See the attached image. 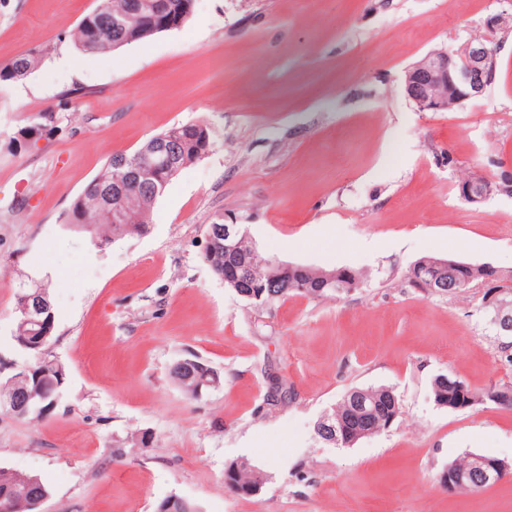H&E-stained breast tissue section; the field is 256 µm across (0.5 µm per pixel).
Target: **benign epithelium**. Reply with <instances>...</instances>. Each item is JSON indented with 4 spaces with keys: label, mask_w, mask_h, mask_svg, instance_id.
<instances>
[{
    "label": "benign epithelium",
    "mask_w": 512,
    "mask_h": 512,
    "mask_svg": "<svg viewBox=\"0 0 512 512\" xmlns=\"http://www.w3.org/2000/svg\"><path fill=\"white\" fill-rule=\"evenodd\" d=\"M512 27V13H495L489 15L484 22L485 32L479 37L467 39L453 49L435 50L419 61L413 63L404 72V92L406 97L421 112H446L467 101L477 99L485 94L493 83L497 66L496 35ZM119 177L114 184V193L119 196L131 188L142 189L149 186L144 174L145 163L142 159H121L117 162ZM496 189V185L483 177H470L458 184V192L462 199L478 204L485 201ZM226 241L224 251L228 253L245 254L250 261H255L258 254L251 237L241 234L237 225L216 227L206 235L204 247L211 248ZM459 267L464 276L460 283L470 288L486 289L484 306L491 316V323L500 334L512 333V309L503 299L504 291L488 290L492 273L496 268L490 264H474L457 262L455 260L423 259L414 262L410 267V275L428 295L456 293L447 286L446 270ZM22 310L27 315L25 321L37 322L42 326V332L37 336L28 333L15 337L24 349L41 353L48 343L52 313L49 304L32 295L23 296ZM14 380L33 381V387L24 394L7 402L10 412L18 417L26 416L32 409L37 408L43 414H50L56 407L57 400L46 402L47 394L44 382L51 381L53 389L61 391L65 380L64 375L50 378L49 373H34L27 365L13 367ZM458 397L442 400L437 405L448 406L456 411L463 402L471 405L476 403L508 406L512 404V395L494 389H487L483 394L474 396L458 383H453ZM318 430L330 442L353 445L364 437L375 434L373 429L350 431L343 421H333L325 416L319 423ZM471 463L466 468L454 464L446 466L439 474V486L444 491L456 493L474 489H482L501 481L512 471V464L499 458H485L481 455H470ZM45 501L40 492L30 489L26 494L0 493V512H25L30 506H38Z\"/></svg>",
    "instance_id": "7a95c632"
}]
</instances>
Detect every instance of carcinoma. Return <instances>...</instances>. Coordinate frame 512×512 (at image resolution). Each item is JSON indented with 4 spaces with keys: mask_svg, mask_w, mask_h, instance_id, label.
I'll return each instance as SVG.
<instances>
[{
    "mask_svg": "<svg viewBox=\"0 0 512 512\" xmlns=\"http://www.w3.org/2000/svg\"><path fill=\"white\" fill-rule=\"evenodd\" d=\"M121 0H96V6L85 14L75 29L69 34L70 40L88 54H100L115 51L121 47L140 43L146 39L168 31V25L182 27L193 11L191 0H141L143 7L134 13L119 15L116 5ZM43 52L33 50L19 55L9 63L0 67V81L20 80L26 77L42 61ZM168 141L178 149V161L174 167L153 160L151 166L150 188L131 190L121 198H112L110 209H105L97 199L96 189L100 186L113 184L118 177L115 167L116 160L125 156L132 160L138 156L150 155V148L158 141ZM214 145V133L206 122L186 123L173 126L155 134L144 141L131 153L116 152L110 156L97 175L87 184L75 198L70 209L63 215L62 224L66 228L77 227L89 234L90 243L103 250L111 244L131 235L147 230L152 211L157 200L165 193L172 180L185 168L203 158ZM119 208L124 213L126 223L116 224L110 219L111 209ZM204 262L213 273L223 271L226 261L224 247L202 253ZM250 276L253 281L264 285L261 301L243 298L249 305L273 307L279 301L295 294L291 282L300 279L308 284L305 296L311 298H328L350 292L347 286L344 268L330 271L319 270L307 266L298 272L282 273L273 261L251 266ZM50 285L30 278L19 283L15 293V331L33 330V326L20 324L24 318L21 312L22 295L38 293L43 299L50 300ZM216 378L221 374L204 363L197 356L183 357L175 360L169 367L171 380L182 390L189 400L198 399L197 390L205 372ZM366 396L375 405L392 414H400V400L390 387H367ZM264 474L239 461L229 463L224 469V488L233 489L252 483ZM8 483L13 488H22L27 484L35 485L46 494H51L49 485L36 474L20 475L0 468V486Z\"/></svg>",
    "mask_w": 512,
    "mask_h": 512,
    "instance_id": "cac0c4a2",
    "label": "carcinoma"
}]
</instances>
